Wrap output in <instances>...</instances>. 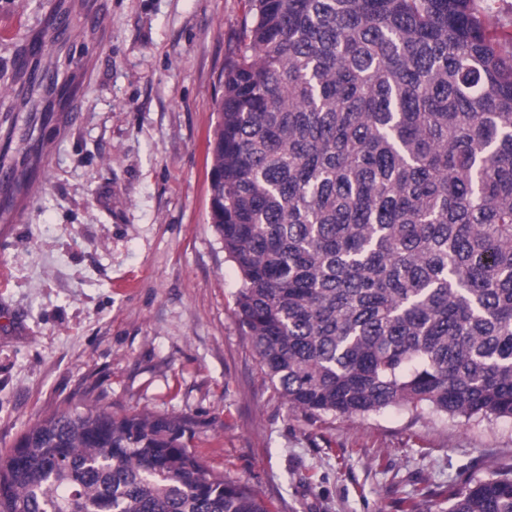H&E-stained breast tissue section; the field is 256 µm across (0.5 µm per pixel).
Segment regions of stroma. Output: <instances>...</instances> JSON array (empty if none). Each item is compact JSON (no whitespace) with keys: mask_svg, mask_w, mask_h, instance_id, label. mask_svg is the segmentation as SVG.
I'll use <instances>...</instances> for the list:
<instances>
[{"mask_svg":"<svg viewBox=\"0 0 512 512\" xmlns=\"http://www.w3.org/2000/svg\"><path fill=\"white\" fill-rule=\"evenodd\" d=\"M0 0V451L79 404L192 422L191 450L270 512H446L512 467V419L402 406L289 411L235 311L241 279L208 221V143L248 0ZM66 41L70 97L11 79ZM14 211L24 218L6 223ZM434 497L424 498L425 489Z\"/></svg>","mask_w":512,"mask_h":512,"instance_id":"1","label":"stroma"}]
</instances>
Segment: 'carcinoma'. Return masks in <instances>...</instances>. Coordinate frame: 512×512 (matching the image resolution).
Wrapping results in <instances>:
<instances>
[{
  "label": "carcinoma",
  "instance_id": "obj_1",
  "mask_svg": "<svg viewBox=\"0 0 512 512\" xmlns=\"http://www.w3.org/2000/svg\"><path fill=\"white\" fill-rule=\"evenodd\" d=\"M224 69L209 223L292 411L512 419V31L478 0H251ZM33 68L30 92H67ZM189 422L54 413L0 452V512H270ZM512 512V470L448 494Z\"/></svg>",
  "mask_w": 512,
  "mask_h": 512
}]
</instances>
